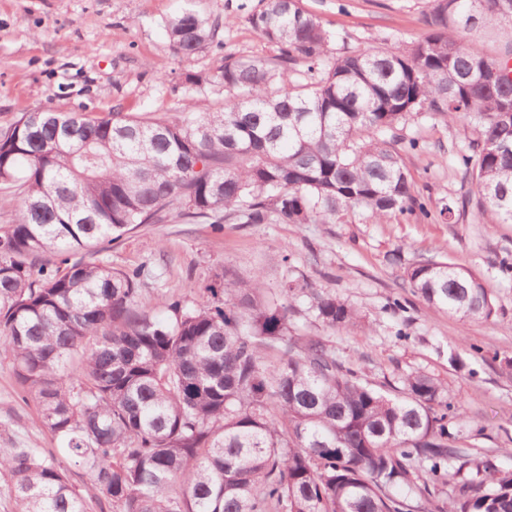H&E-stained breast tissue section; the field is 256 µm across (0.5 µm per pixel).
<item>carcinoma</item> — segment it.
Segmentation results:
<instances>
[{"mask_svg": "<svg viewBox=\"0 0 512 512\" xmlns=\"http://www.w3.org/2000/svg\"><path fill=\"white\" fill-rule=\"evenodd\" d=\"M251 27L272 58L226 56L214 109L183 100L155 112L34 110L0 128V189L19 210L0 229V357L41 411L42 426L85 465L82 489L40 448H0L14 512H512V469L461 443L460 409L416 372L383 390L289 313L224 273L168 316L147 309L146 266L86 259L139 224L385 223L427 213L398 136L418 116L460 117L476 138L456 153L474 208L512 223V0H428L417 43L333 54L337 34L297 0H266ZM498 31L506 51L471 49L465 33ZM174 53L213 43L194 11L166 21ZM303 63L306 78L296 77ZM404 280L465 324L494 299L472 271L421 259ZM331 329L359 312L311 296Z\"/></svg>", "mask_w": 512, "mask_h": 512, "instance_id": "cac0c4a2", "label": "carcinoma"}]
</instances>
